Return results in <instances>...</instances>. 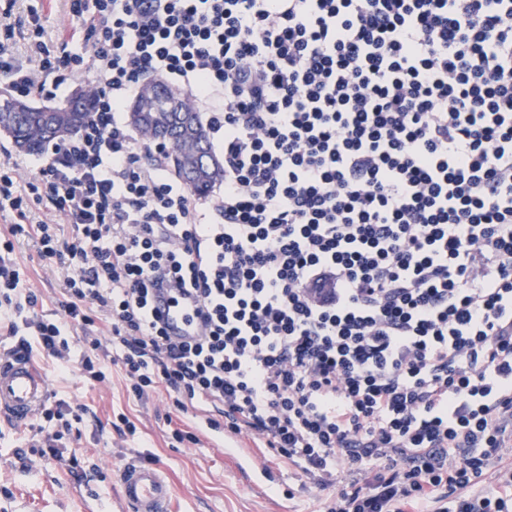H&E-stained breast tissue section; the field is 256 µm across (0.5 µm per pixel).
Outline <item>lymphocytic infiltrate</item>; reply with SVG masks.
<instances>
[{
  "label": "lymphocytic infiltrate",
  "instance_id": "lymphocytic-infiltrate-1",
  "mask_svg": "<svg viewBox=\"0 0 512 512\" xmlns=\"http://www.w3.org/2000/svg\"><path fill=\"white\" fill-rule=\"evenodd\" d=\"M16 2L0 84L49 98L83 78L93 102L37 178L0 161L11 354L75 350L104 380L97 307L133 396L223 406L225 430L335 485L328 512H512V0H69L77 44L49 49L32 7L22 53ZM150 76L208 110L213 209L121 119ZM18 238L67 255L62 318L34 314ZM162 288L193 290L197 340L152 318ZM73 412L41 408L54 460Z\"/></svg>",
  "mask_w": 512,
  "mask_h": 512
}]
</instances>
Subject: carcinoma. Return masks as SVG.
I'll return each instance as SVG.
<instances>
[{
	"instance_id": "cac0c4a2",
	"label": "carcinoma",
	"mask_w": 512,
	"mask_h": 512,
	"mask_svg": "<svg viewBox=\"0 0 512 512\" xmlns=\"http://www.w3.org/2000/svg\"><path fill=\"white\" fill-rule=\"evenodd\" d=\"M154 84L162 92L147 99L143 90H138L129 107V124L146 138L165 143L170 171L195 194L207 197L224 180V161L213 151L191 95L173 91V86L162 80ZM79 91V97H70L55 112L50 105L0 97V134L21 151L43 152L47 146L77 133L88 120L92 92L86 87Z\"/></svg>"
}]
</instances>
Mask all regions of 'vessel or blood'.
I'll return each mask as SVG.
<instances>
[{"instance_id":"1","label":"vessel or blood","mask_w":512,"mask_h":512,"mask_svg":"<svg viewBox=\"0 0 512 512\" xmlns=\"http://www.w3.org/2000/svg\"><path fill=\"white\" fill-rule=\"evenodd\" d=\"M153 312L173 339H196L198 321L191 295H180L174 301L166 293H157ZM48 396L47 380L32 360L21 356L0 358V414L26 420ZM120 500L124 512H170L173 488L159 466L132 459L121 474Z\"/></svg>"}]
</instances>
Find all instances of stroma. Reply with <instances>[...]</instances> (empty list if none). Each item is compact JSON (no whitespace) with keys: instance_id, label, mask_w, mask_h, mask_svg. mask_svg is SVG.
Masks as SVG:
<instances>
[{"instance_id":"1","label":"stroma","mask_w":512,"mask_h":512,"mask_svg":"<svg viewBox=\"0 0 512 512\" xmlns=\"http://www.w3.org/2000/svg\"><path fill=\"white\" fill-rule=\"evenodd\" d=\"M14 257L36 295L38 314L54 317L64 300L63 265L41 257L29 239L14 242ZM102 343L95 356L102 382L83 378L33 349L52 400L81 406L79 422L63 442L62 461L43 458L37 418L15 423L0 417V512H122L120 471L132 458L159 465L174 487V512H326L335 487L310 481L253 438L201 425L200 404L178 407L164 388L143 398L129 396L128 380ZM127 416L135 434L117 429ZM194 432L196 442L177 444L172 428Z\"/></svg>"}]
</instances>
